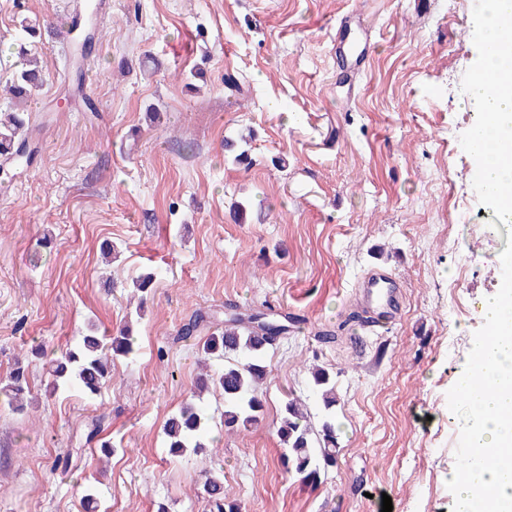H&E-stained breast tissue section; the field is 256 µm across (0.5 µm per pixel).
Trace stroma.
<instances>
[{"label":"stroma","mask_w":512,"mask_h":512,"mask_svg":"<svg viewBox=\"0 0 512 512\" xmlns=\"http://www.w3.org/2000/svg\"><path fill=\"white\" fill-rule=\"evenodd\" d=\"M102 2L76 96V0H0L1 112L21 21L52 25L25 105L37 152L0 167V379L23 357L31 387L23 410L0 405V512H84L87 494L99 512H202L213 468L243 512H381L386 495L392 512H452L461 423L446 393L507 245L459 142L476 121L461 89L475 0ZM348 13L372 52L345 87ZM242 137L237 164L224 142ZM377 267L399 314L369 332L356 293ZM151 271L139 314L133 282ZM229 301L288 319L265 353L264 415L223 432L224 398L206 393L215 446L172 456L163 425L200 373L178 331ZM126 325L136 350L99 394H45L48 360ZM315 365L335 374L339 449L312 485L286 471L276 430L291 394L319 423Z\"/></svg>","instance_id":"stroma-1"}]
</instances>
